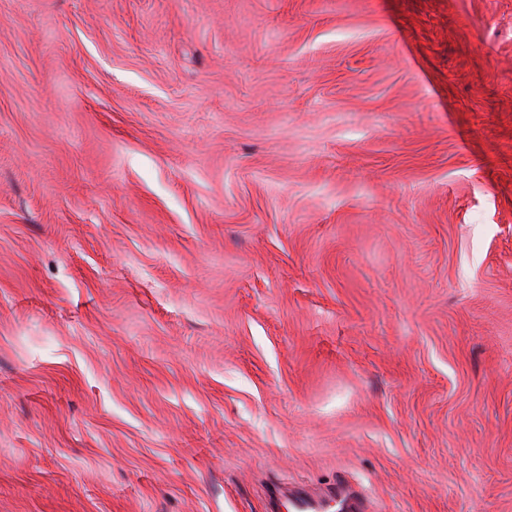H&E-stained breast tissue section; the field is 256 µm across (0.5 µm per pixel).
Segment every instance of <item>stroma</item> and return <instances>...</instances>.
<instances>
[{
  "label": "stroma",
  "instance_id": "stroma-1",
  "mask_svg": "<svg viewBox=\"0 0 512 512\" xmlns=\"http://www.w3.org/2000/svg\"><path fill=\"white\" fill-rule=\"evenodd\" d=\"M512 512V0H0V512Z\"/></svg>",
  "mask_w": 512,
  "mask_h": 512
}]
</instances>
